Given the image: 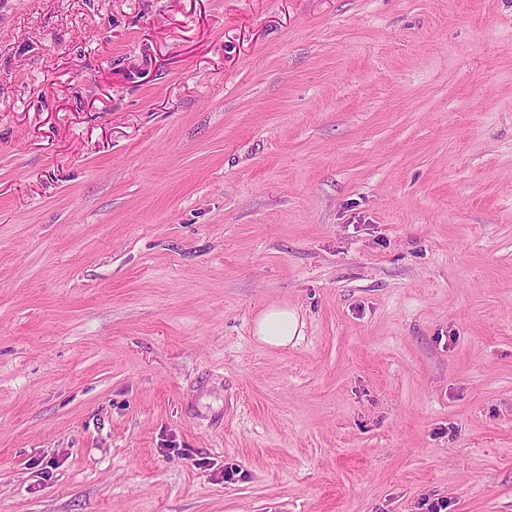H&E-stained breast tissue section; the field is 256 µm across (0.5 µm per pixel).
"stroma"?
<instances>
[{
  "label": "stroma",
  "mask_w": 512,
  "mask_h": 512,
  "mask_svg": "<svg viewBox=\"0 0 512 512\" xmlns=\"http://www.w3.org/2000/svg\"><path fill=\"white\" fill-rule=\"evenodd\" d=\"M430 501L512 512V0H0V512ZM297 335H300L297 312L285 305L266 308L254 323V336L270 347H287Z\"/></svg>",
  "instance_id": "obj_1"
}]
</instances>
